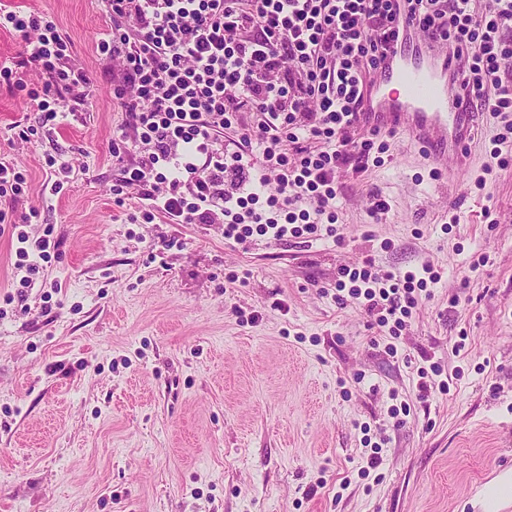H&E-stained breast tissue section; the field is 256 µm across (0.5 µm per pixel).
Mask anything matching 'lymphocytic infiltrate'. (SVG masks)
<instances>
[{"mask_svg":"<svg viewBox=\"0 0 512 512\" xmlns=\"http://www.w3.org/2000/svg\"><path fill=\"white\" fill-rule=\"evenodd\" d=\"M428 37L448 42L465 60L467 111L504 118V131L475 184L512 166V0H405ZM111 26L96 46L111 64L113 94L125 123L112 142L123 168L113 193L136 190L144 221L219 224L239 244L253 236L277 242L335 235L336 178L368 167L375 136L355 122L365 76L396 39L395 0H103ZM0 28L26 38V51L0 62V78L32 69L27 84L35 127L54 129L89 96L91 79L69 39L42 12L0 9ZM238 138L224 147L225 132ZM261 148L263 175L250 155ZM275 192H268L269 181ZM327 227H320L319 218ZM17 267L29 288L50 238L18 231ZM336 300L353 299L378 327L407 328L429 285L421 271L347 269Z\"/></svg>","mask_w":512,"mask_h":512,"instance_id":"lymphocytic-infiltrate-1","label":"lymphocytic infiltrate"}]
</instances>
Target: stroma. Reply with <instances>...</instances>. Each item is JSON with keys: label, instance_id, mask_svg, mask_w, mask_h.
<instances>
[{"label": "stroma", "instance_id": "1", "mask_svg": "<svg viewBox=\"0 0 512 512\" xmlns=\"http://www.w3.org/2000/svg\"><path fill=\"white\" fill-rule=\"evenodd\" d=\"M1 4L52 16L94 83L27 142L12 128L35 111L0 84V160L29 176L14 209L40 210L30 237L54 227L25 290L0 232V512H486L484 492L512 475V167L483 196L388 141L382 164L340 174L339 238L306 244L132 224L135 191L112 194L125 115L95 51L101 0ZM49 153L73 166L55 196ZM368 258L442 273L398 337L336 302L341 269ZM396 400L409 415H392Z\"/></svg>", "mask_w": 512, "mask_h": 512}]
</instances>
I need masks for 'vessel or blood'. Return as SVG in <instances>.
I'll use <instances>...</instances> for the list:
<instances>
[{
	"label": "vessel or blood",
	"mask_w": 512,
	"mask_h": 512,
	"mask_svg": "<svg viewBox=\"0 0 512 512\" xmlns=\"http://www.w3.org/2000/svg\"><path fill=\"white\" fill-rule=\"evenodd\" d=\"M396 26L402 41L365 81L357 124L419 148L430 171L462 172L475 136L462 60L434 46L408 11H400Z\"/></svg>",
	"instance_id": "obj_1"
}]
</instances>
